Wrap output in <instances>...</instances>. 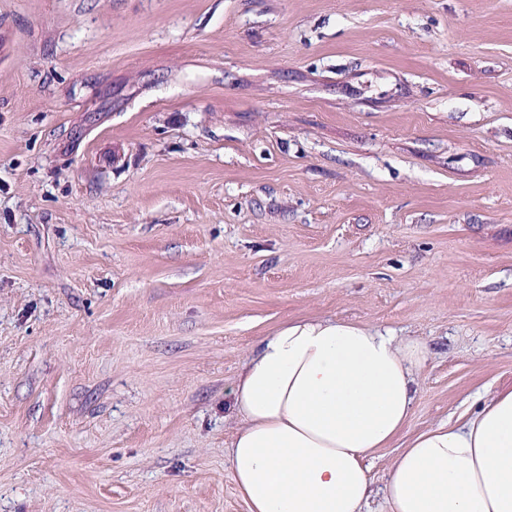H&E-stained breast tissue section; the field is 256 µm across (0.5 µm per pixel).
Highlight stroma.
Instances as JSON below:
<instances>
[{"label":"stroma","instance_id":"obj_1","mask_svg":"<svg viewBox=\"0 0 512 512\" xmlns=\"http://www.w3.org/2000/svg\"><path fill=\"white\" fill-rule=\"evenodd\" d=\"M512 389V0H0V512H248L232 384L296 319Z\"/></svg>","mask_w":512,"mask_h":512}]
</instances>
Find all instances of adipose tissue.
Listing matches in <instances>:
<instances>
[{
	"instance_id": "1",
	"label": "adipose tissue",
	"mask_w": 512,
	"mask_h": 512,
	"mask_svg": "<svg viewBox=\"0 0 512 512\" xmlns=\"http://www.w3.org/2000/svg\"><path fill=\"white\" fill-rule=\"evenodd\" d=\"M431 351L419 339L299 319L262 338L232 387L227 461L249 512H512V390L399 451L383 489L367 458L413 413Z\"/></svg>"
}]
</instances>
